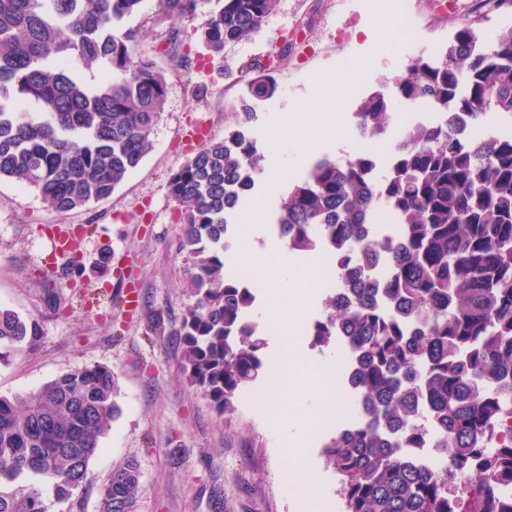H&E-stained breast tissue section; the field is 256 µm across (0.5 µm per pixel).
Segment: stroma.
Here are the masks:
<instances>
[{"mask_svg":"<svg viewBox=\"0 0 512 512\" xmlns=\"http://www.w3.org/2000/svg\"><path fill=\"white\" fill-rule=\"evenodd\" d=\"M396 7L391 38L374 33L368 0H279L277 11L248 39L210 59L189 22L167 21L180 31L193 61L192 84L170 78L153 148L107 199L66 213L47 211L37 191L0 180V305L39 321L43 334L0 355V395L21 397L83 366L111 369L120 414L101 439L86 485L50 512H98L100 492L127 458L140 466L136 512H305L290 495L283 437L269 418L263 394L251 389L233 415L219 416L182 371L174 333L191 301L186 262L176 248L180 224L167 181L195 153L201 136L220 139L237 122L254 64H272L277 89L254 105L249 125L267 162L283 167L288 184L300 181L317 159L340 156L321 141L301 151L298 135L277 137L283 116L322 95L318 73L351 69L357 97L340 110L348 138L356 136L354 112L374 91L393 95L411 58L437 50L464 23L490 37L511 21L512 9L496 0H469L468 16L434 15L429 0H389ZM371 66L356 68L360 54ZM80 231L84 272L67 285L66 258L41 225ZM112 264L99 270L102 251ZM65 284L66 310L47 306V283ZM137 288V309L112 300ZM327 424L310 442L299 475L322 493V512H342L338 477L322 445L334 434Z\"/></svg>","mask_w":512,"mask_h":512,"instance_id":"1","label":"stroma"}]
</instances>
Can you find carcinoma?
<instances>
[{
    "label": "carcinoma",
    "instance_id": "cac0c4a2",
    "mask_svg": "<svg viewBox=\"0 0 512 512\" xmlns=\"http://www.w3.org/2000/svg\"><path fill=\"white\" fill-rule=\"evenodd\" d=\"M144 0H0V179L39 192L62 213L106 199L152 149L168 76L188 70L179 33L152 57L132 21ZM278 0H158L160 19L190 23L213 55L259 30ZM101 67L86 82L81 67ZM247 84L240 122L203 142L168 180L193 301L178 332L183 372L216 412L231 415L269 373L252 320L254 289L224 268L229 217L265 171L246 130L251 102L276 91L267 68ZM398 96L423 104L384 170L371 153L314 162L274 218L294 252H337L338 289L310 336L345 342L360 421L323 446L344 512H512V24L494 39L466 24L417 56ZM357 127L387 136L391 102L362 98ZM493 117L485 136L472 131ZM385 275L373 278L371 262ZM40 323L0 306V349L33 342ZM117 385L85 366L0 396V512H49L42 485L68 501L112 428ZM435 431L428 463L414 449ZM464 483L459 490L458 483ZM140 468L128 459L101 490L100 512H135Z\"/></svg>",
    "mask_w": 512,
    "mask_h": 512
}]
</instances>
